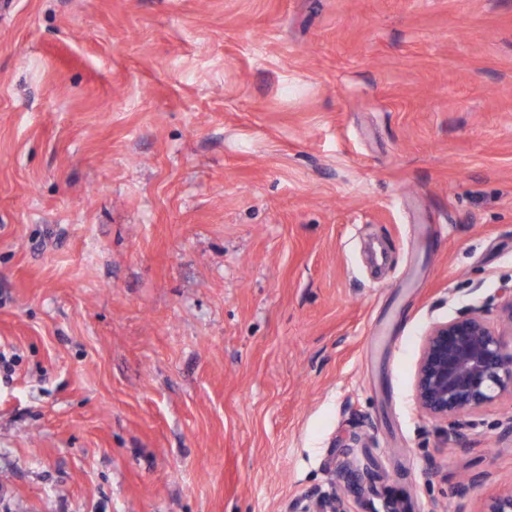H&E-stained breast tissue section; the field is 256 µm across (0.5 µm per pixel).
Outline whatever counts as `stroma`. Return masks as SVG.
<instances>
[{
	"mask_svg": "<svg viewBox=\"0 0 512 512\" xmlns=\"http://www.w3.org/2000/svg\"><path fill=\"white\" fill-rule=\"evenodd\" d=\"M509 286L512 0H0V512H478L412 382ZM364 489L348 488L346 493L313 491L289 506V512H355L352 504L363 497Z\"/></svg>",
	"mask_w": 512,
	"mask_h": 512,
	"instance_id": "35a3bbf8",
	"label": "stroma"
}]
</instances>
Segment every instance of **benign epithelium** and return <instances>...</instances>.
Returning <instances> with one entry per match:
<instances>
[{
  "label": "benign epithelium",
  "mask_w": 512,
  "mask_h": 512,
  "mask_svg": "<svg viewBox=\"0 0 512 512\" xmlns=\"http://www.w3.org/2000/svg\"><path fill=\"white\" fill-rule=\"evenodd\" d=\"M501 326L493 327L482 307L431 323L423 336L412 383L418 410L465 436L462 418L512 395V289L503 290ZM361 487L343 494L313 491L289 506V512H355ZM481 512H512V490L491 497Z\"/></svg>",
  "instance_id": "1"
}]
</instances>
